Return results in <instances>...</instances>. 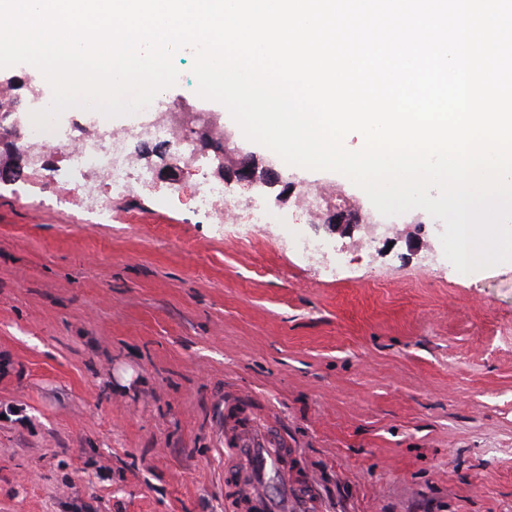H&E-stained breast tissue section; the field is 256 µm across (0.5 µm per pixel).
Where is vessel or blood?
I'll return each instance as SVG.
<instances>
[{
    "label": "vessel or blood",
    "instance_id": "b4317fda",
    "mask_svg": "<svg viewBox=\"0 0 512 512\" xmlns=\"http://www.w3.org/2000/svg\"><path fill=\"white\" fill-rule=\"evenodd\" d=\"M224 495L234 512H316L305 485L288 476V438L276 418L254 423L248 400H224L219 425Z\"/></svg>",
    "mask_w": 512,
    "mask_h": 512
}]
</instances>
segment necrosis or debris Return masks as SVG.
I'll return each instance as SVG.
<instances>
[{
	"instance_id": "obj_1",
	"label": "necrosis or debris",
	"mask_w": 512,
	"mask_h": 512,
	"mask_svg": "<svg viewBox=\"0 0 512 512\" xmlns=\"http://www.w3.org/2000/svg\"><path fill=\"white\" fill-rule=\"evenodd\" d=\"M147 112L145 121L130 123L120 129L113 127L110 117L102 115L86 132L72 128L61 137L55 130L33 127L26 138L35 153H62L67 165L61 174L73 184L72 205L103 211L113 193L128 192L153 181V171L138 162L140 144L150 141L168 144L175 158L198 151L180 102L159 96L148 106ZM91 169L104 183L105 192L95 191L83 183L85 172Z\"/></svg>"
}]
</instances>
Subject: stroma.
<instances>
[{
    "instance_id": "35a3bbf8",
    "label": "stroma",
    "mask_w": 512,
    "mask_h": 512,
    "mask_svg": "<svg viewBox=\"0 0 512 512\" xmlns=\"http://www.w3.org/2000/svg\"><path fill=\"white\" fill-rule=\"evenodd\" d=\"M194 62L174 56L164 97L223 112ZM224 126L230 160L370 208ZM218 178L165 173L96 212L24 160L0 169V512H232L217 426L234 392L275 413L322 512H512V261L460 276L434 225L312 224L268 180L226 183L222 223L197 205ZM289 230L326 252L282 249Z\"/></svg>"
}]
</instances>
